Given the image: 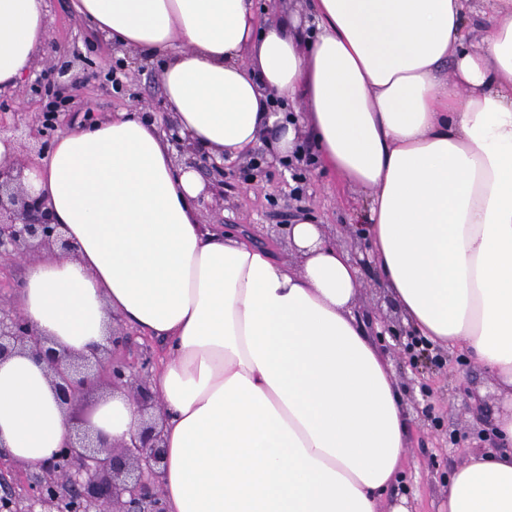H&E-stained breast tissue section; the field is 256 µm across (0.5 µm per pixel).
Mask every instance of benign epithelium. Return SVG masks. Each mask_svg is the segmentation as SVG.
<instances>
[{
    "label": "benign epithelium",
    "instance_id": "obj_1",
    "mask_svg": "<svg viewBox=\"0 0 512 512\" xmlns=\"http://www.w3.org/2000/svg\"><path fill=\"white\" fill-rule=\"evenodd\" d=\"M76 82L70 65L57 70L54 97L58 98ZM40 129L29 131L39 140V150L50 147L51 136L64 125L63 113L43 112ZM189 163L224 182V164L209 153L192 152ZM24 166L9 158L0 162V257L59 250L73 254L74 242L59 232L52 209L30 197L21 183ZM28 353L45 365L51 375L56 397L69 406L89 391L102 385L121 390L137 405L140 413L156 408L149 387L151 358L129 362L109 360L102 350H92V357L58 350L51 340L39 334L15 312L0 310V362L13 354ZM162 430L159 419L141 421L128 442L107 444L100 438L76 434L37 470L20 465L29 479L28 505L11 492H0V512H167L156 491L162 461Z\"/></svg>",
    "mask_w": 512,
    "mask_h": 512
}]
</instances>
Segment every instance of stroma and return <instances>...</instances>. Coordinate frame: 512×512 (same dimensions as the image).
<instances>
[{"instance_id": "35a3bbf8", "label": "stroma", "mask_w": 512, "mask_h": 512, "mask_svg": "<svg viewBox=\"0 0 512 512\" xmlns=\"http://www.w3.org/2000/svg\"><path fill=\"white\" fill-rule=\"evenodd\" d=\"M49 45L35 67L38 86L22 84L19 91L0 96V121L34 125L48 99L45 84L61 62L73 60L80 77L77 91L69 93L66 110L72 120L95 121L122 108H134L158 125L174 118L164 98L161 66L156 62L122 64L120 52L104 35L95 32L74 12L72 0H47ZM306 160L290 171L270 159L264 173L252 176V158L224 166V181L211 184L201 201L204 223L227 230L252 228L266 237L273 225L288 223L295 189H302L303 204L313 223L323 225L338 247L364 254L368 246L358 235L366 192L348 185L335 173L321 168L309 142H302ZM368 330L401 315L372 273H365L356 304ZM403 393L408 416V442L403 491L410 512H445L447 480L468 454L483 447L497 410L505 398L497 380L461 351L436 352L421 367L409 366L408 357L394 341L379 342Z\"/></svg>"}]
</instances>
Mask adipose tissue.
<instances>
[{"instance_id": "1", "label": "adipose tissue", "mask_w": 512, "mask_h": 512, "mask_svg": "<svg viewBox=\"0 0 512 512\" xmlns=\"http://www.w3.org/2000/svg\"><path fill=\"white\" fill-rule=\"evenodd\" d=\"M73 2L120 52L164 58L181 135L213 155L285 157L310 133L321 165L369 194V262L405 324L512 392V0H495L475 50L464 0H310L311 27L263 29L249 0ZM47 46L46 0H0V90ZM24 186L78 252L32 262L18 312L74 354L116 321L168 353L151 384L167 512H381L407 418L348 251L304 216L296 263L202 223L206 182L136 112L69 126ZM137 419L118 392L89 430L117 442ZM69 436L45 366L1 362L12 459L40 466ZM448 512H512V408L449 478Z\"/></svg>"}]
</instances>
